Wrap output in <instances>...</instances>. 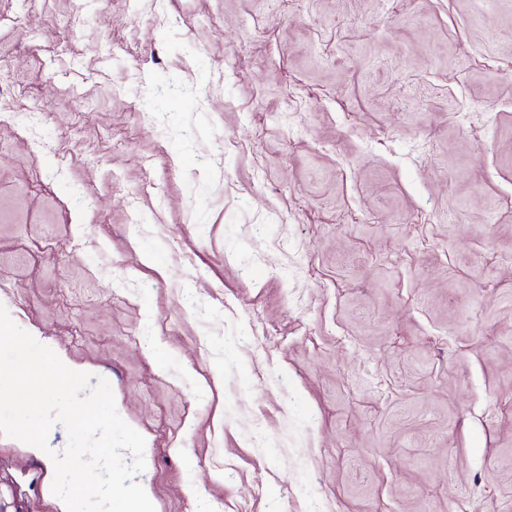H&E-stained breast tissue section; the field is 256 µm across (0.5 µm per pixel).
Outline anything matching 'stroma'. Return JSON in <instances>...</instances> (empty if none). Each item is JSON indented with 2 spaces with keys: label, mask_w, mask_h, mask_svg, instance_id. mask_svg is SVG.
<instances>
[{
  "label": "stroma",
  "mask_w": 512,
  "mask_h": 512,
  "mask_svg": "<svg viewBox=\"0 0 512 512\" xmlns=\"http://www.w3.org/2000/svg\"><path fill=\"white\" fill-rule=\"evenodd\" d=\"M0 305L155 512H512V0H0Z\"/></svg>",
  "instance_id": "1"
}]
</instances>
